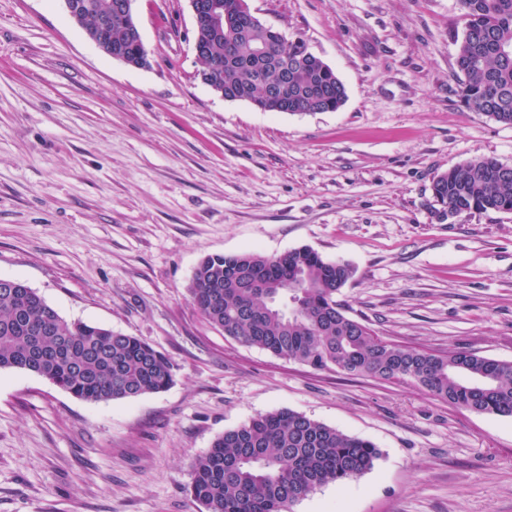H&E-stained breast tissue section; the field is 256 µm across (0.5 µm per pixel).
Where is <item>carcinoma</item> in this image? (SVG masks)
Segmentation results:
<instances>
[{
    "label": "carcinoma",
    "instance_id": "cac0c4a2",
    "mask_svg": "<svg viewBox=\"0 0 512 512\" xmlns=\"http://www.w3.org/2000/svg\"><path fill=\"white\" fill-rule=\"evenodd\" d=\"M88 36L113 0H83ZM465 32L457 66L466 104L512 125V0H460ZM202 48L198 77L224 94L280 112H334L346 89L305 43L268 27L231 28L216 39L195 29ZM296 58L280 84L284 47ZM127 25L112 17V53L135 57ZM438 218L473 211L512 212V168L478 158L437 175ZM350 266L309 248L277 256L210 255L195 268L189 292L201 315L224 335L316 370L412 382L460 409L512 417V361L473 350L431 351L386 341L347 314L338 300ZM25 370L92 403L160 392L173 383L170 360L130 335L64 319L33 288H0V370ZM379 456L376 446L293 410L260 414L227 430L191 463V498L201 512H290L328 484L358 478Z\"/></svg>",
    "mask_w": 512,
    "mask_h": 512
}]
</instances>
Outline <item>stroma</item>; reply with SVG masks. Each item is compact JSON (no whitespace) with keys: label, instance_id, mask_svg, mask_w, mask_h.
Wrapping results in <instances>:
<instances>
[{"label":"stroma","instance_id":"obj_1","mask_svg":"<svg viewBox=\"0 0 512 512\" xmlns=\"http://www.w3.org/2000/svg\"><path fill=\"white\" fill-rule=\"evenodd\" d=\"M342 80L293 115L204 85L188 0H135L150 64L106 56L63 0H0V277L65 319L138 337L175 382L88 403L0 370V512H199L192 461L290 409L375 444L292 512H512V417L316 371L224 336L188 287L208 255L308 247L381 338L512 361V213L438 219L435 175L512 167V125L467 107L459 0H247Z\"/></svg>","mask_w":512,"mask_h":512}]
</instances>
